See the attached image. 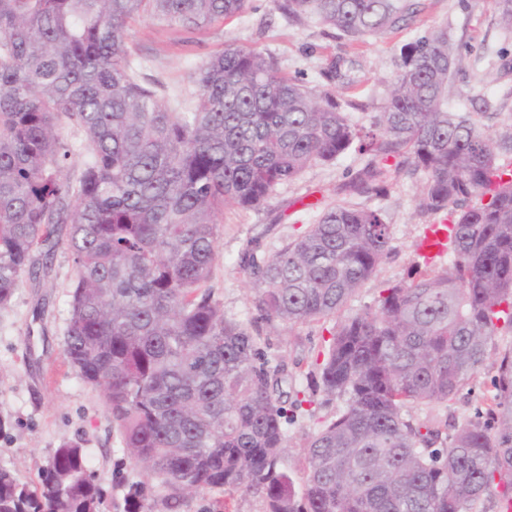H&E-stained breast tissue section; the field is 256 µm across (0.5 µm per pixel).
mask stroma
Returning a JSON list of instances; mask_svg holds the SVG:
<instances>
[{"mask_svg": "<svg viewBox=\"0 0 512 512\" xmlns=\"http://www.w3.org/2000/svg\"><path fill=\"white\" fill-rule=\"evenodd\" d=\"M415 2L417 12L405 26L359 42L336 38L314 19L291 25L275 10L272 0H249L240 17L202 34L186 35L151 20L136 22L128 45L142 61L145 73L159 81L168 97L181 101L194 99L198 93L193 81L196 67L231 41L271 53L284 74L316 88L325 84L322 71L334 58L343 57L353 61L357 83L336 86L333 92L351 119L368 130L389 92L401 47L444 24L456 50L449 108L471 113L493 132L511 129L512 34L504 32L499 22L497 0ZM487 100L492 103L488 109L483 106ZM368 160V155L350 149L335 161L315 164L279 184L261 209L225 210L208 286L227 317L247 322L256 315L248 278L238 265L248 242L257 239L273 250L296 238L327 204L341 198L344 184ZM416 185V178L404 174L388 197H360V204L382 209L392 226L393 240L387 257L343 306L341 317L374 306L382 289L407 280L422 266L418 245L426 226L441 223L444 217L428 219L418 214ZM73 279L67 247L58 245L37 275L23 274L10 306L0 309V417L8 422L6 431L0 433V465L33 485L39 481L46 457L62 442L77 440L86 451L90 470L104 486L111 487L112 472L118 467L128 480L137 481L143 473L124 462L102 393L76 376L63 353ZM334 324L331 318L292 328L277 322L258 323L261 348L268 357L284 361L296 376L293 388L307 398L301 409L290 413L286 424L285 464L292 469L301 466L318 425L345 404L343 398L316 391L311 375ZM496 373L495 357L488 358L452 401L435 405V412L447 415L452 424L486 422L487 397Z\"/></svg>", "mask_w": 512, "mask_h": 512, "instance_id": "stroma-1", "label": "stroma"}]
</instances>
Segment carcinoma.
Here are the masks:
<instances>
[{
	"mask_svg": "<svg viewBox=\"0 0 512 512\" xmlns=\"http://www.w3.org/2000/svg\"><path fill=\"white\" fill-rule=\"evenodd\" d=\"M289 21L315 18L338 38L397 30L414 0H273ZM248 0H0V309L53 255L61 225L75 277L64 354L102 391L124 456L148 483L120 512H185L200 493H242L262 512H512V352L487 413L440 442L448 421L411 406L446 404L512 331V179L495 184L497 137L448 111L454 49L444 27L403 45L376 132L361 134L330 89L284 75L262 51L226 44L196 72L197 102L170 107L142 79L128 31L152 19L186 34L243 14ZM353 84L340 58L323 72ZM81 136L86 160L70 173ZM370 159L345 184L383 197L392 175L424 173L422 216L455 215L448 264L426 265L376 305L340 321L314 363L316 389L345 406L284 465L288 371L251 325L226 317L206 287L224 207L258 209L277 185L336 160L357 139ZM489 200H484V197ZM381 211L348 200L265 252L239 255L258 318L292 327L336 315L391 249ZM105 489L77 441L45 460L39 482L0 466V512H101Z\"/></svg>",
	"mask_w": 512,
	"mask_h": 512,
	"instance_id": "obj_1",
	"label": "carcinoma"
}]
</instances>
